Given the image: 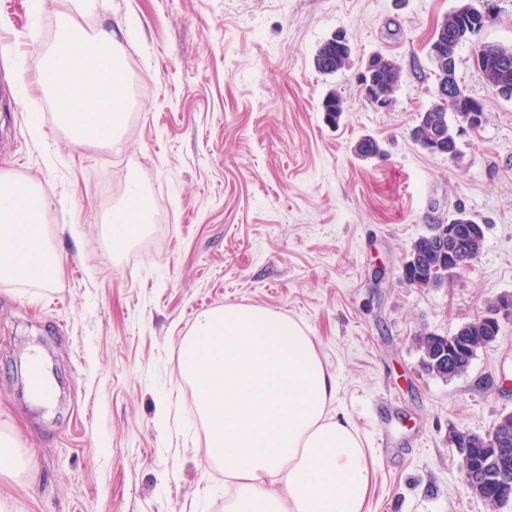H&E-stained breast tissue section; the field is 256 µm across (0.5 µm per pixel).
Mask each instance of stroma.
Listing matches in <instances>:
<instances>
[{
    "label": "stroma",
    "instance_id": "stroma-1",
    "mask_svg": "<svg viewBox=\"0 0 512 512\" xmlns=\"http://www.w3.org/2000/svg\"><path fill=\"white\" fill-rule=\"evenodd\" d=\"M462 0H0V172L50 198L45 232L60 273L22 289L0 279V437L16 438L0 500L16 512H224V469L179 351L210 310L261 306L302 323L336 381L371 463L368 512H487L467 490L452 429L486 433L512 413V319L446 381L415 338L449 336L512 294V100L474 62V43L512 47V0L457 50L456 79L480 101L456 122L455 159L411 137L437 101L429 41ZM66 17L121 26L134 84L121 135L73 144L35 82L38 51ZM344 31L350 66L323 74L317 48ZM395 60L393 104L356 80ZM344 101L338 123L321 102ZM41 117V137L29 133ZM365 136L383 157L354 153ZM138 186L155 222L114 245L104 219ZM465 211L486 227L479 256L446 284L401 275L430 225ZM44 353L49 404L16 366Z\"/></svg>",
    "mask_w": 512,
    "mask_h": 512
}]
</instances>
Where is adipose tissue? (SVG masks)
Listing matches in <instances>:
<instances>
[{
  "instance_id": "ef3b65f1",
  "label": "adipose tissue",
  "mask_w": 512,
  "mask_h": 512,
  "mask_svg": "<svg viewBox=\"0 0 512 512\" xmlns=\"http://www.w3.org/2000/svg\"><path fill=\"white\" fill-rule=\"evenodd\" d=\"M42 89L74 143L109 141L123 127L128 82L118 32L88 33L61 20L38 55ZM48 196L0 176V277L56 266L47 245ZM155 201L130 187L109 222L114 239L148 223ZM224 467V512H365L369 461L351 418L333 408L334 379L298 321L259 306L210 311L181 351Z\"/></svg>"
}]
</instances>
